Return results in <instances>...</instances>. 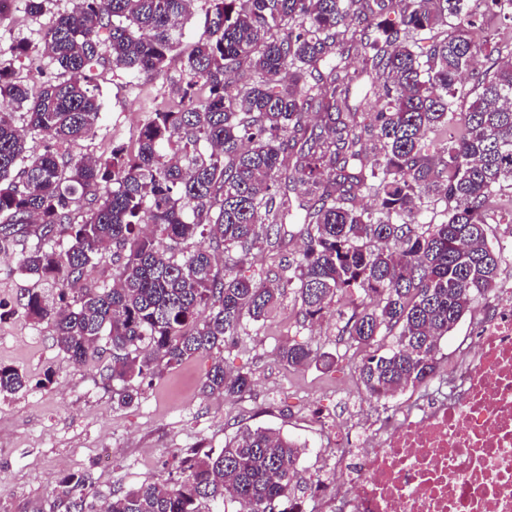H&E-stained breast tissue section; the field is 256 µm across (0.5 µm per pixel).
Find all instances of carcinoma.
I'll return each instance as SVG.
<instances>
[{
  "instance_id": "carcinoma-1",
  "label": "carcinoma",
  "mask_w": 512,
  "mask_h": 512,
  "mask_svg": "<svg viewBox=\"0 0 512 512\" xmlns=\"http://www.w3.org/2000/svg\"><path fill=\"white\" fill-rule=\"evenodd\" d=\"M195 2L75 0L40 43L0 47V101L12 106L0 108V242L38 225L18 269L59 285L57 305L28 295V316L51 325L78 366L108 354L101 379L129 406L159 363L263 327L285 281L309 323L347 309L341 335L367 351L357 370L370 396L425 382L441 339L498 285L504 263L486 235V202L504 197L499 222L512 223V0H204L207 30L183 60L186 79L146 103L137 149L94 159L64 149L101 123L92 71H164ZM355 43L359 69L345 62ZM479 56L488 67L476 73ZM41 57L52 77H16L13 62ZM30 137L49 146L33 153ZM364 196L374 206L358 205ZM78 200L89 213L75 224ZM289 224L301 225L295 255ZM111 248L112 286L69 294ZM263 248L281 254L265 277L237 270ZM381 336L394 337L382 353ZM278 355L294 369L335 362L298 343ZM26 383L0 368V394ZM251 388L249 373L220 358L203 381L226 397ZM303 451L270 428H245L164 484L114 490L104 512H202L228 497L245 512H305ZM90 486L86 474L65 477L55 507L96 512Z\"/></svg>"
}]
</instances>
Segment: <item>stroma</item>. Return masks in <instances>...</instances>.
I'll return each mask as SVG.
<instances>
[{"label": "stroma", "mask_w": 512, "mask_h": 512, "mask_svg": "<svg viewBox=\"0 0 512 512\" xmlns=\"http://www.w3.org/2000/svg\"><path fill=\"white\" fill-rule=\"evenodd\" d=\"M41 19L31 15L28 0H13L0 18V46L27 39L39 43ZM180 60L160 75L131 77L104 67L94 73L103 104L96 133L71 145L75 155L104 158L113 145L135 149L146 114V98L168 96L182 81ZM34 231L0 246V366L23 372L27 389L0 397V512H52L60 481L72 473L92 477L96 502L112 490L165 482L192 451L223 447L224 439L244 426L265 427L305 444L300 462L301 486H312L326 466L329 439L311 412L350 424L353 407L376 410L353 366L352 350L337 334L336 320L304 322L293 289L284 288L282 303L258 333L229 340L220 357L230 368L248 371L249 393L221 397L203 392L214 354H203L165 368L143 386L133 405L121 407L102 384V359L75 366L57 345L51 328L34 323L23 303L28 294L55 295L47 281L22 274L18 260L35 245ZM309 345L335 356L333 368L292 369L278 358L288 343ZM110 449V463L100 460Z\"/></svg>", "instance_id": "1"}]
</instances>
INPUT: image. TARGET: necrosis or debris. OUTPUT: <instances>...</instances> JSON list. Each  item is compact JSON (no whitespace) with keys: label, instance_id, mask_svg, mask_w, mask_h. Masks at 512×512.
I'll return each mask as SVG.
<instances>
[{"label":"necrosis or debris","instance_id":"1","mask_svg":"<svg viewBox=\"0 0 512 512\" xmlns=\"http://www.w3.org/2000/svg\"><path fill=\"white\" fill-rule=\"evenodd\" d=\"M437 390L337 435L321 512H512V289Z\"/></svg>","mask_w":512,"mask_h":512}]
</instances>
